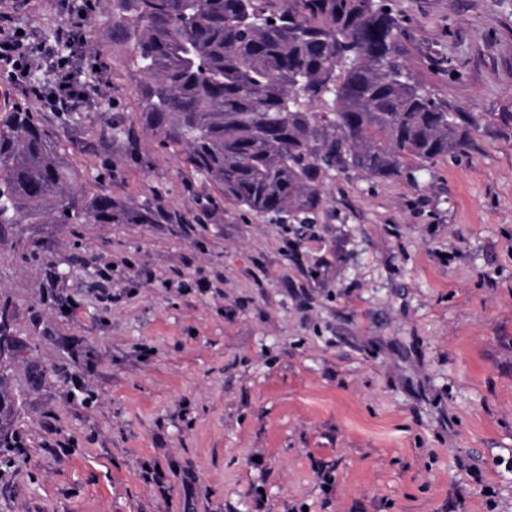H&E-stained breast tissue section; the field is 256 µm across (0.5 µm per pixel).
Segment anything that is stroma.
<instances>
[{
    "label": "stroma",
    "instance_id": "stroma-1",
    "mask_svg": "<svg viewBox=\"0 0 512 512\" xmlns=\"http://www.w3.org/2000/svg\"><path fill=\"white\" fill-rule=\"evenodd\" d=\"M390 6L417 79L480 125L412 182L330 172L305 226L151 142L97 0L103 83L32 109L154 220L0 232L21 398L0 512H512V0ZM0 13L49 44L68 24L58 0Z\"/></svg>",
    "mask_w": 512,
    "mask_h": 512
}]
</instances>
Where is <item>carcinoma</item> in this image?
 Returning <instances> with one entry per match:
<instances>
[{"mask_svg": "<svg viewBox=\"0 0 512 512\" xmlns=\"http://www.w3.org/2000/svg\"><path fill=\"white\" fill-rule=\"evenodd\" d=\"M110 23L141 78L152 141L255 214L310 224L329 172L409 176L477 127L413 76L387 0H112ZM326 97L329 111H310ZM122 220L151 215L81 186L26 102L0 106V230ZM13 359L1 314L0 448L16 447Z\"/></svg>", "mask_w": 512, "mask_h": 512, "instance_id": "1", "label": "carcinoma"}]
</instances>
